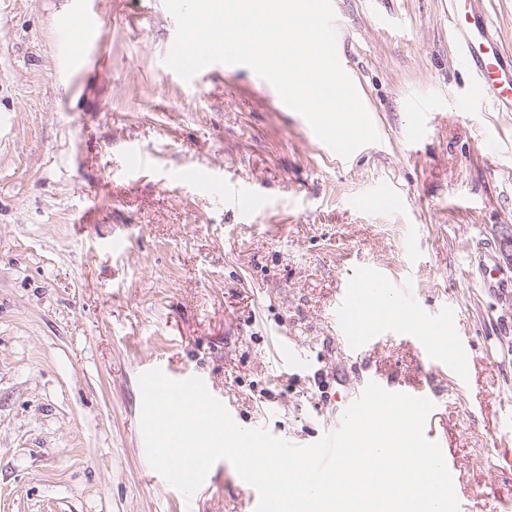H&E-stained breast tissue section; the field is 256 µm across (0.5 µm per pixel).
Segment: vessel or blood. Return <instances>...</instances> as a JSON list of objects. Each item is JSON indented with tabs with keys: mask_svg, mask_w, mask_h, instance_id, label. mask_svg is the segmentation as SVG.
<instances>
[{
	"mask_svg": "<svg viewBox=\"0 0 512 512\" xmlns=\"http://www.w3.org/2000/svg\"><path fill=\"white\" fill-rule=\"evenodd\" d=\"M448 22L455 40L457 65L473 76L472 91L454 99V112H471L476 99H489L512 110V49L504 47L493 17L482 7L481 0H448ZM412 119L404 130L410 145L421 143L428 132L426 115L431 102L410 104ZM211 192L234 205L242 214H252L259 206L256 195L244 187L227 186L211 179ZM403 205L402 197L382 185L354 202L361 211H393ZM413 299L405 288L391 287L388 281L369 271L350 278L336 302L337 341L350 355L358 356L368 348L367 332L372 327H392L409 337L423 354L443 366L450 374L465 376L467 366L462 356H444V348L454 345L453 337L440 334L439 324L427 323L413 314Z\"/></svg>",
	"mask_w": 512,
	"mask_h": 512,
	"instance_id": "1",
	"label": "vessel or blood"
}]
</instances>
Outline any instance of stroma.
Wrapping results in <instances>:
<instances>
[{
  "label": "stroma",
  "instance_id": "1",
  "mask_svg": "<svg viewBox=\"0 0 512 512\" xmlns=\"http://www.w3.org/2000/svg\"><path fill=\"white\" fill-rule=\"evenodd\" d=\"M331 2L380 136L346 159L249 67L166 75L163 0H0V512H245L228 461L190 502L150 468L138 377L154 368L202 378L239 426L298 444L367 375L430 380L460 497L512 512V293L485 291L474 259L489 240L512 268V112L479 99L454 114L472 86L448 0ZM72 5L102 30L67 64ZM425 94L430 131L411 147ZM131 151L143 172L124 169ZM202 173L253 190L259 210L192 185ZM379 183L400 211L350 206ZM365 269L415 288L421 316L456 308L464 383L394 336L357 358L337 346L336 298ZM280 337L297 366L274 355ZM411 112H414L410 123L405 127L406 141L416 146L421 143L428 132L426 114L432 109V101H413L410 103Z\"/></svg>",
  "mask_w": 512,
  "mask_h": 512
}]
</instances>
